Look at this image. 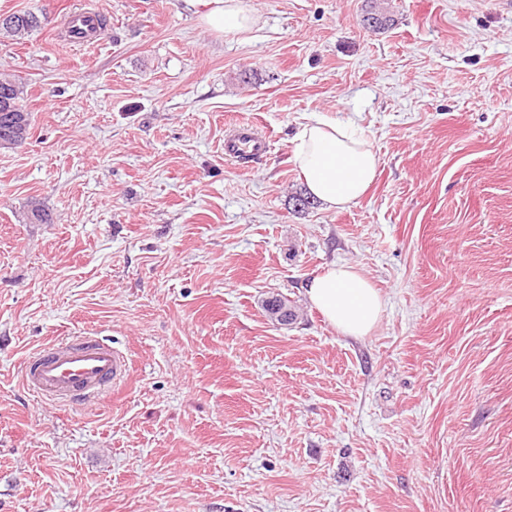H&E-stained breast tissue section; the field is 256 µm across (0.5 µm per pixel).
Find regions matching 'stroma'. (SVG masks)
<instances>
[{
	"label": "stroma",
	"instance_id": "stroma-1",
	"mask_svg": "<svg viewBox=\"0 0 512 512\" xmlns=\"http://www.w3.org/2000/svg\"><path fill=\"white\" fill-rule=\"evenodd\" d=\"M246 2L224 35L188 0H0L41 20L0 38L32 113L0 148V512H512V0H389L379 33L365 0ZM313 112L379 158L342 210L290 200ZM248 121L270 153L235 166ZM335 263L382 293L369 335L308 300ZM80 332L127 384L23 392ZM369 19H375L378 23L375 26H366ZM394 24V19L389 12L381 6L377 0L366 1L365 10L362 16V25L364 28L372 31L386 30ZM270 152L269 139L260 135L254 124L242 123L224 138V158L232 163H239L242 157L250 161H260Z\"/></svg>",
	"mask_w": 512,
	"mask_h": 512
}]
</instances>
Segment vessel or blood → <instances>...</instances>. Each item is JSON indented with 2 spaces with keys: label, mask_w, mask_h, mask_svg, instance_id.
Returning <instances> with one entry per match:
<instances>
[{
  "label": "vessel or blood",
  "mask_w": 512,
  "mask_h": 512,
  "mask_svg": "<svg viewBox=\"0 0 512 512\" xmlns=\"http://www.w3.org/2000/svg\"><path fill=\"white\" fill-rule=\"evenodd\" d=\"M270 152L268 138L242 123L224 139V158L259 161ZM125 354L89 334L40 346L25 355L19 374L22 387L44 401L86 403L122 386L128 376Z\"/></svg>",
  "instance_id": "b4317fda"
}]
</instances>
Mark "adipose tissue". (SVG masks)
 I'll list each match as a JSON object with an SVG mask.
<instances>
[{
	"label": "adipose tissue",
	"mask_w": 512,
	"mask_h": 512,
	"mask_svg": "<svg viewBox=\"0 0 512 512\" xmlns=\"http://www.w3.org/2000/svg\"><path fill=\"white\" fill-rule=\"evenodd\" d=\"M210 30L245 33L258 18L244 0H190ZM295 162L307 190L327 208L361 199L372 184L378 160L363 135L349 123L310 115L297 134ZM311 304L341 335L361 337L376 326L383 302L373 284L354 267L332 265L312 278Z\"/></svg>",
	"instance_id": "ef3b65f1"
}]
</instances>
